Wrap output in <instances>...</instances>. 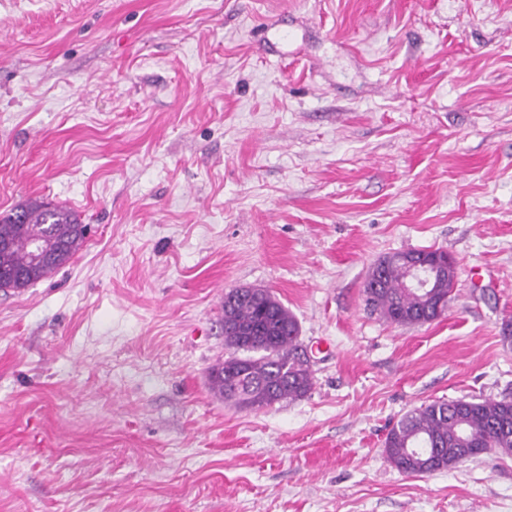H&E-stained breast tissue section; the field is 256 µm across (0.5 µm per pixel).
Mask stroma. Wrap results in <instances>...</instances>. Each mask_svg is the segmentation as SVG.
<instances>
[{"mask_svg":"<svg viewBox=\"0 0 512 512\" xmlns=\"http://www.w3.org/2000/svg\"><path fill=\"white\" fill-rule=\"evenodd\" d=\"M85 244L0 289V512H512V456L426 476L389 425L512 394V0H0V213ZM439 249L444 317L365 305ZM266 288L303 398H217L224 293ZM443 254L447 253L437 249H420L395 252L379 258L370 267L365 280L363 292L366 306L398 326L423 325L442 317L448 310L456 266L442 269L430 288L434 273L425 278L423 270L427 264L414 261L412 285L416 288H429L427 293H423L414 288H406L409 267L405 259L409 256H424L427 259Z\"/></svg>","mask_w":512,"mask_h":512,"instance_id":"35a3bbf8","label":"stroma"}]
</instances>
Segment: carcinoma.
<instances>
[{"label":"carcinoma","instance_id":"1","mask_svg":"<svg viewBox=\"0 0 512 512\" xmlns=\"http://www.w3.org/2000/svg\"><path fill=\"white\" fill-rule=\"evenodd\" d=\"M50 241L48 276L66 265L85 243V228L67 207L44 201L0 216V288L20 291L37 282L26 276L31 243ZM437 249L395 252L369 269L365 303L398 326L423 325L448 310L456 268L445 267L428 292L406 287L409 256L440 255ZM224 346L228 356L210 368L209 387L218 398L244 409L262 410L305 397L313 386L311 357L300 340L294 314L270 291L232 288L224 293ZM384 452L407 475L447 471L490 452L512 454V398L436 400L403 413L389 429Z\"/></svg>","mask_w":512,"mask_h":512}]
</instances>
